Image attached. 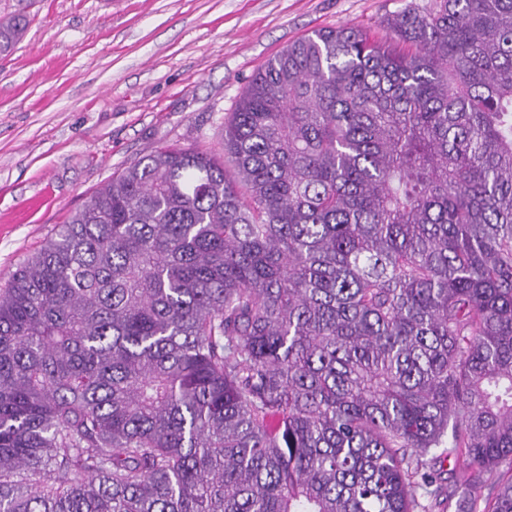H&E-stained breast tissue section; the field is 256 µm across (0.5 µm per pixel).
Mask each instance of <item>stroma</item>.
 I'll list each match as a JSON object with an SVG mask.
<instances>
[{
	"mask_svg": "<svg viewBox=\"0 0 512 512\" xmlns=\"http://www.w3.org/2000/svg\"><path fill=\"white\" fill-rule=\"evenodd\" d=\"M431 0H0L29 25L0 57V287L86 197L151 150L222 153L251 78L327 27L383 41Z\"/></svg>",
	"mask_w": 512,
	"mask_h": 512,
	"instance_id": "1",
	"label": "stroma"
}]
</instances>
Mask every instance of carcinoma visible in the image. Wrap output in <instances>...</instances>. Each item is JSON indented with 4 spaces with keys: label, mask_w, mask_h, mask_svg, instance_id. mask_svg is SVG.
<instances>
[{
    "label": "carcinoma",
    "mask_w": 512,
    "mask_h": 512,
    "mask_svg": "<svg viewBox=\"0 0 512 512\" xmlns=\"http://www.w3.org/2000/svg\"><path fill=\"white\" fill-rule=\"evenodd\" d=\"M271 58L0 288V512H512V0ZM0 17V54L24 34ZM442 460L443 458H438L437 460H432L430 463L431 469L440 477L439 483L442 484L445 491L443 496L440 497V499L444 497L443 504L438 508H434L432 512H456L457 495L453 494L456 477L462 468V463L456 461L453 457H448V459L443 462Z\"/></svg>",
    "instance_id": "obj_1"
}]
</instances>
